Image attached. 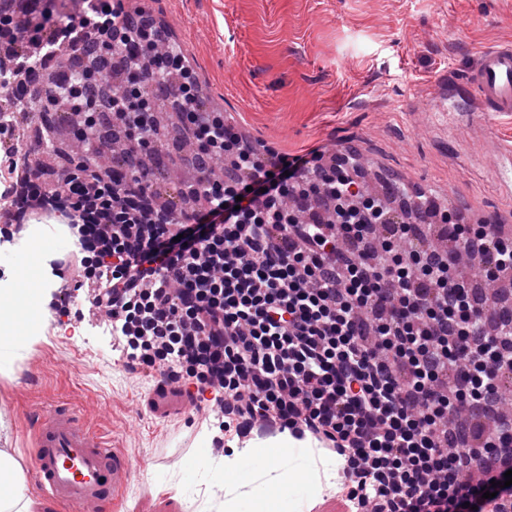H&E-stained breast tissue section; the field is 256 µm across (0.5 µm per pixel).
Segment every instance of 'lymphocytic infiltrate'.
Instances as JSON below:
<instances>
[{
  "instance_id": "f902f5d3",
  "label": "lymphocytic infiltrate",
  "mask_w": 512,
  "mask_h": 512,
  "mask_svg": "<svg viewBox=\"0 0 512 512\" xmlns=\"http://www.w3.org/2000/svg\"><path fill=\"white\" fill-rule=\"evenodd\" d=\"M14 81L75 111L88 160L51 182L22 180L0 142V198L60 213L78 239L66 263L115 325L134 365L194 384L193 400L226 433L256 427L312 438L343 461L340 495L355 512H512V311L480 295L455 245L485 281L512 284V239L496 224L445 226L430 245L321 150L258 149L223 113L198 103L180 47L122 0L76 7L27 0L0 12ZM81 53L78 80H45L41 53ZM171 100L195 172L197 205H155L152 162ZM122 149L119 175L92 157Z\"/></svg>"
}]
</instances>
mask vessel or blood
Segmentation results:
<instances>
[{
  "label": "vessel or blood",
  "mask_w": 512,
  "mask_h": 512,
  "mask_svg": "<svg viewBox=\"0 0 512 512\" xmlns=\"http://www.w3.org/2000/svg\"><path fill=\"white\" fill-rule=\"evenodd\" d=\"M479 101L484 120L512 113V44L486 50L464 79ZM150 411L158 417L190 415L187 393L166 383L151 390ZM33 471L40 488L71 512H110L133 476L129 458L113 450L64 404L38 415L33 428Z\"/></svg>",
  "instance_id": "vessel-or-blood-1"
}]
</instances>
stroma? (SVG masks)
<instances>
[{
	"label": "stroma",
	"instance_id": "35a3bbf8",
	"mask_svg": "<svg viewBox=\"0 0 512 512\" xmlns=\"http://www.w3.org/2000/svg\"><path fill=\"white\" fill-rule=\"evenodd\" d=\"M181 44L216 110L252 142L291 155L325 146L372 164L381 184L430 195L468 224L512 225V180L492 173L512 148V114L476 124L461 83L486 49L512 43V0H148ZM41 249L0 243L9 280L41 276L46 257L71 251L43 226ZM48 290L15 315V359L0 372V448L28 465L31 419L53 403L74 407L134 462L118 512H222L204 474L184 466L214 413L159 418L146 407L160 372L133 373L126 352L94 317L57 332Z\"/></svg>",
	"mask_w": 512,
	"mask_h": 512
}]
</instances>
